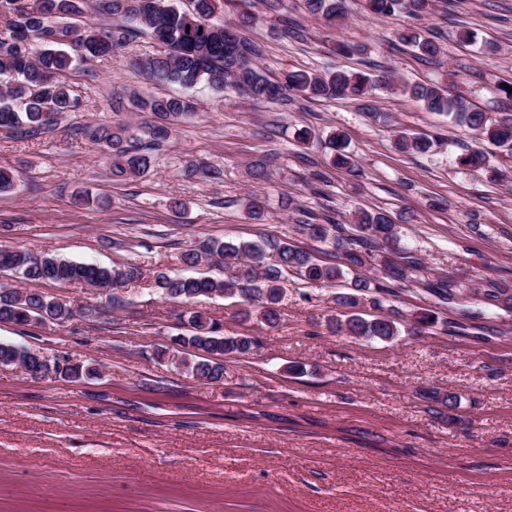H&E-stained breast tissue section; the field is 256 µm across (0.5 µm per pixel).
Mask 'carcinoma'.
I'll return each mask as SVG.
<instances>
[{"instance_id":"1","label":"carcinoma","mask_w":512,"mask_h":512,"mask_svg":"<svg viewBox=\"0 0 512 512\" xmlns=\"http://www.w3.org/2000/svg\"><path fill=\"white\" fill-rule=\"evenodd\" d=\"M234 6L237 19L233 24L214 21L217 11L225 4ZM309 11L329 23L345 19L344 0H306ZM366 10L376 16L405 13L424 16L432 10L433 0H365ZM251 0H191L182 8L174 0H142L136 7L132 0H99V7L117 15L123 24L113 30L96 27L84 19L88 0H0V17L6 21L8 36L0 37V76L15 75L17 80L0 92V129L19 137H34L50 128L51 114L72 110L77 100L72 94L67 73L79 60L91 63L124 47L130 33L147 32L161 48L157 54L138 58L134 66L153 84H178L193 88L201 83L214 91L232 89L256 101H289L295 97L373 98L379 92H392L396 85L388 75L371 78L363 72L338 68L324 74L308 71L285 72L273 80L257 65L261 48L239 34V28L251 23ZM398 42L410 46L425 56H435L441 46L420 32L405 28L398 32ZM403 93L411 100L424 104L433 112H444L451 119L466 125L475 147L457 158L462 167L477 168L485 161L484 148L491 144L512 152V116L492 118L471 107L461 94L442 85L405 84ZM132 106L138 112H151L169 120L193 110L190 99L164 98L154 95L137 96ZM94 142H107L117 149L113 173L138 177L151 165V156L141 147V138L129 125L118 124L115 130L97 127L87 131ZM395 147L402 152H425L430 141L403 131L395 132ZM334 151L333 163L354 168L355 161L347 152L344 134L333 132L329 137ZM358 233L348 234L342 224L333 225L336 249L341 251V263L319 264L312 255L288 243L271 240L234 244L211 239L187 250L184 263L196 265L203 258H214L224 266V279L209 276L157 275L155 287L160 297L190 304L210 295L240 296L248 305L244 313L260 317L269 324L279 318L283 276L288 272L300 275L313 284L331 286L340 283L350 272L366 265L379 242L390 245L398 255L394 224L383 213L359 212ZM274 261H269V251ZM393 287L403 288L414 279L420 263L414 257H404V263L384 261ZM0 271L19 275L27 282L59 285L80 280L93 288H116L134 276L132 267H105L68 261L56 254L32 257L26 253L0 249ZM444 299L463 295L466 285L453 278L440 277L429 284ZM352 292L336 297L341 314L328 318L330 327L360 340L394 341L401 336V326L412 336L422 335L435 322V315L423 313L405 323L400 319L376 317L366 319L359 309L366 304L383 305L390 289L377 286L379 294L369 295L371 283L352 279ZM41 316L65 321L73 316L70 306L61 298L42 292H21L0 288V322L25 324ZM190 322L194 332L181 338L182 344L197 351L224 356L246 355L257 347L251 336H224L210 318L201 311L193 312ZM33 353L12 344L0 343V365H20L30 378L77 379L92 377L97 368L80 364L31 360ZM192 377L218 382L224 376V364L202 358L182 361Z\"/></svg>"}]
</instances>
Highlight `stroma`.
<instances>
[{
  "label": "stroma",
  "instance_id": "obj_1",
  "mask_svg": "<svg viewBox=\"0 0 512 512\" xmlns=\"http://www.w3.org/2000/svg\"><path fill=\"white\" fill-rule=\"evenodd\" d=\"M363 5L346 0L345 21L332 26L304 0L274 15L255 0L258 19L242 35L262 45L259 65L273 78L339 66L388 73L458 87L478 110L512 115L499 91L512 84V0H435L414 19L372 17ZM410 25L442 53L398 48L397 29ZM287 27L300 39L284 38ZM465 29L476 42L459 39ZM339 42L351 54H336ZM157 51L132 33L117 52L76 64L77 106L49 130L0 133V168L15 183L0 193V246L139 272L109 296L80 281L51 287L94 317L0 322V342L102 372L34 380L0 365V512H512V309L482 292L491 281L512 294V154L490 146L487 170L456 166L468 129L399 93L377 96L369 113L350 99L257 102L153 85L132 61ZM147 94L186 97L194 109L170 123L148 172L114 176L112 149L86 132L158 124L130 104ZM334 129L355 170L331 164ZM398 130L431 148L397 151ZM259 166L266 179L253 178ZM84 193L95 203H80ZM256 194L261 220L247 210ZM362 209L386 213L421 264L384 315L432 311L428 333L385 342L332 331L336 287L290 274L272 327L243 319L240 297L198 302L224 334L259 342L225 360L221 381L175 367L170 351L192 356L172 343L191 334V307L162 300L157 274L188 273L183 253L210 238L278 239L331 263L333 242L309 225L350 229ZM440 276L468 282V294L437 298L427 284Z\"/></svg>",
  "mask_w": 512,
  "mask_h": 512
}]
</instances>
